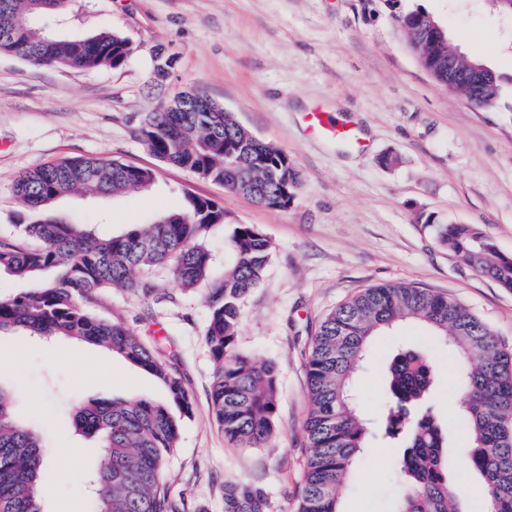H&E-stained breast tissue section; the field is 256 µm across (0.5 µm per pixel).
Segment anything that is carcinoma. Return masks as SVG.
Wrapping results in <instances>:
<instances>
[{"label": "carcinoma", "instance_id": "1", "mask_svg": "<svg viewBox=\"0 0 512 512\" xmlns=\"http://www.w3.org/2000/svg\"><path fill=\"white\" fill-rule=\"evenodd\" d=\"M69 2L0 0V51L85 72L125 65L129 42L119 32L100 29L62 38L47 31ZM397 22L426 72L450 60L468 72L482 71L479 81L448 90L478 109L499 101L503 78L463 56L451 38L438 37L431 29L437 20L424 7L402 12ZM139 137L161 161L259 204L284 206L301 183L287 154L205 97L192 112L174 100L168 109L147 113ZM154 181L149 168L99 157L62 159L28 170L16 180L14 192L29 209L28 222L19 228L34 245L0 241V272L37 284L0 300V333L22 331L102 346L166 390L164 403L130 397L76 406V429L97 438L103 452L89 474L94 512H181L165 489L163 469L177 447L182 418L192 412V398L159 350L124 324L97 317L79 303L80 297L105 288L150 294L156 285L143 272L160 265L170 266L186 290L208 284L205 339L213 359L215 419L227 440L249 447L261 446L274 430L278 370L237 349L241 305L261 282L272 254L269 239L256 226L234 225L225 243L230 260L224 273L215 275L205 239L214 225L226 223L227 215L213 201L192 198L184 210L107 237L51 212L57 200L77 191L114 197ZM425 223L438 225L439 242L476 272L512 289V257L501 254L477 225L440 222L431 214ZM408 317L454 352L465 425L462 450L480 476L485 512H512V350L457 301L406 283L362 289L322 318L311 337L306 359L311 405L304 421L308 455L299 512H341L346 477L366 449L367 428L351 392L354 378L372 336ZM385 377V433L403 445L396 461L402 483L391 512H465L448 483L445 431L425 406L434 385L431 360L403 346ZM45 453L35 429L15 415L12 393L0 386V512H42ZM261 506L248 484L228 486L225 512H261Z\"/></svg>", "mask_w": 512, "mask_h": 512}]
</instances>
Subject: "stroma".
<instances>
[{"mask_svg": "<svg viewBox=\"0 0 512 512\" xmlns=\"http://www.w3.org/2000/svg\"><path fill=\"white\" fill-rule=\"evenodd\" d=\"M422 5L459 36L467 56L506 78L502 100L478 110L439 86L420 66L396 17ZM107 27L129 41L119 69L46 67L0 53V239L23 242L26 206L14 195L27 170L97 156L150 168L148 190L119 197L62 198L63 218L102 236L183 209L187 196L222 206L232 222L270 240L260 284L242 305L237 346L279 368L276 430L259 448L227 442L209 402L213 362L205 342L204 289L183 290L169 267L146 276L154 293L106 288L85 303L170 355L192 397L163 481L185 512H224V486L242 480L261 491L264 512H298L310 398L308 342L319 321L375 284L403 282L454 298L512 349V290L477 274L438 239V221L478 225L512 256V18L488 0H70L56 29L83 36ZM177 56L163 84L152 80L158 50ZM189 87L233 112L257 138L294 161L301 186L288 205L267 207L154 156L137 135L145 113ZM318 106L352 122L366 145L353 149L313 136L305 114ZM393 156L394 164L381 162ZM11 366L16 414L56 453L45 479L43 512H91L84 474L96 466V438L75 432V401L138 396L164 401L160 383L105 348L84 342L0 335ZM423 350L436 369L432 408L448 429V478L469 512H483L480 478L457 446V359L406 321L375 338L357 390L367 419L382 425L383 374L395 350ZM394 443L371 442L353 467L343 512H390L398 483Z\"/></svg>", "mask_w": 512, "mask_h": 512, "instance_id": "1", "label": "stroma"}]
</instances>
